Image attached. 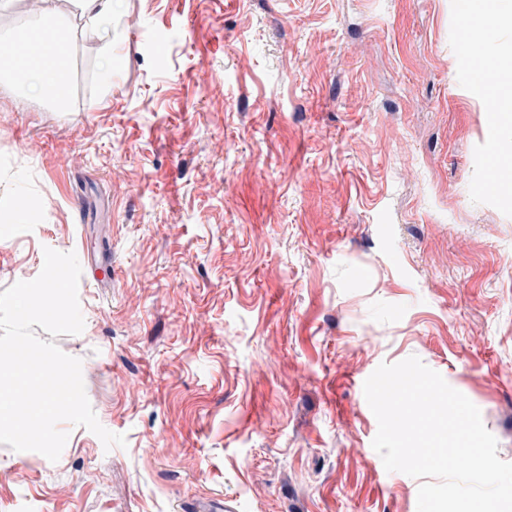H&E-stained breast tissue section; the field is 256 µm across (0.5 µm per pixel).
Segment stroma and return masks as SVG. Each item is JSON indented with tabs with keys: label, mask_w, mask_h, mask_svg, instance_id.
Returning a JSON list of instances; mask_svg holds the SVG:
<instances>
[{
	"label": "stroma",
	"mask_w": 512,
	"mask_h": 512,
	"mask_svg": "<svg viewBox=\"0 0 512 512\" xmlns=\"http://www.w3.org/2000/svg\"><path fill=\"white\" fill-rule=\"evenodd\" d=\"M458 0H0V37L67 34L65 96L0 65V292L44 248L112 249L80 280L105 448L0 444V512H417L364 382L417 356L512 462V170L474 94ZM111 68H104V61ZM72 165H63V158ZM80 13L89 19L101 36L112 42V13L115 0H74ZM84 268L94 280L97 288L112 287V251L103 249L99 254L89 257L84 250Z\"/></svg>",
	"instance_id": "35a3bbf8"
}]
</instances>
